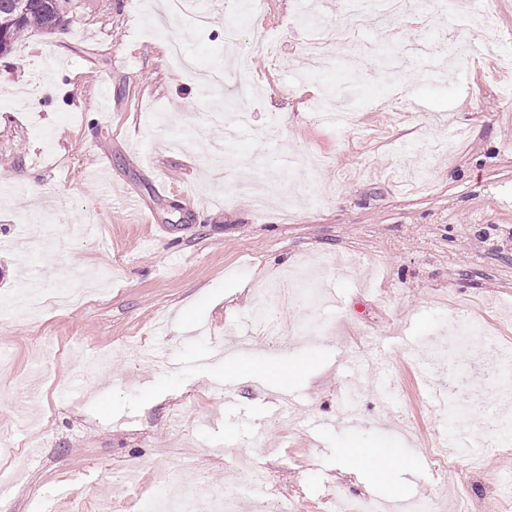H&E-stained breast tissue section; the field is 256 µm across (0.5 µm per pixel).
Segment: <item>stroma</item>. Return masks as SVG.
<instances>
[{
	"label": "stroma",
	"mask_w": 512,
	"mask_h": 512,
	"mask_svg": "<svg viewBox=\"0 0 512 512\" xmlns=\"http://www.w3.org/2000/svg\"><path fill=\"white\" fill-rule=\"evenodd\" d=\"M61 0V26L33 29L0 56V512H148L144 495L195 482L232 496L240 512L277 493L279 512L353 494L393 502L387 487L348 472L346 431L303 435V413L339 421L356 390L357 440L406 458L405 498L431 497L439 512H484L512 489V452L430 464L437 435L482 426L495 409L483 378L484 336L495 321L512 341V0H459L492 12L501 52L452 55L430 68L436 43L482 37L452 28L431 0L392 21L364 19L360 40L331 44L311 69L293 28L295 0H264L259 14L230 5L183 39L205 68L249 57L243 81L263 92L252 130L225 142L205 121L242 107L170 67L158 47L184 19L155 0ZM282 40L280 63L249 35ZM45 64L62 86L43 97L32 73ZM351 100L354 128L329 127L317 99ZM427 110L410 118L414 98ZM276 177L256 207L250 186ZM40 190L34 208L30 186ZM316 274L322 299L287 308L262 289L292 267ZM93 283L87 304L53 301L59 269ZM37 285L38 316L5 299ZM307 332L239 343L257 307ZM470 334L435 404L418 369L459 327ZM386 353L392 376L350 382L342 354ZM304 364L289 382L305 411L274 418V380L255 384L212 357ZM210 364H200L203 356ZM179 364L167 372L166 362ZM263 440L224 450L255 425Z\"/></svg>",
	"instance_id": "stroma-1"
}]
</instances>
